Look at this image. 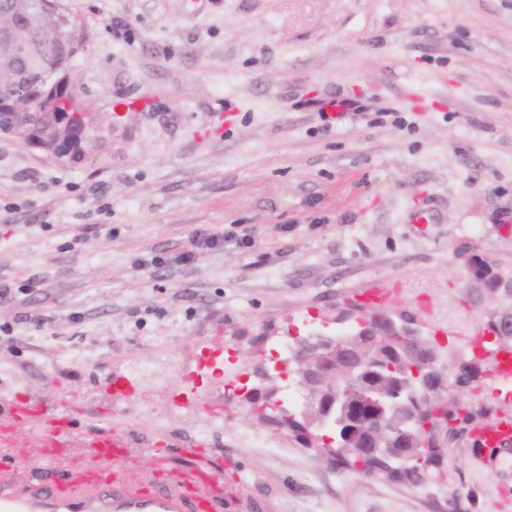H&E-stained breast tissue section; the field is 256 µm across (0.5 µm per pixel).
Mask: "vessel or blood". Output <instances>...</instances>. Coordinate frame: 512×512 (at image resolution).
I'll return each mask as SVG.
<instances>
[{"label": "vessel or blood", "mask_w": 512, "mask_h": 512, "mask_svg": "<svg viewBox=\"0 0 512 512\" xmlns=\"http://www.w3.org/2000/svg\"><path fill=\"white\" fill-rule=\"evenodd\" d=\"M107 410L95 411L93 426L84 443L89 464L67 475L49 473L35 493L14 491L16 467L20 460L12 434L16 428L37 431L51 463L63 462L76 422L67 412L66 403L42 408L19 400L0 403V512H33L37 502L52 501L56 512H96L98 502L111 501L114 512H209L219 486L218 475L224 467L220 457L199 454L194 445L181 448L187 466L175 476L158 481L149 488L140 487L130 476L114 471V462L123 457L127 446L125 432L114 429L112 415L124 403L125 391L108 390ZM474 448L495 455L512 454V416L502 414L486 424L473 426L470 434Z\"/></svg>", "instance_id": "obj_1"}]
</instances>
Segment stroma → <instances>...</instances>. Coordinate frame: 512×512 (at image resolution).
I'll return each mask as SVG.
<instances>
[{
	"label": "stroma",
	"instance_id": "obj_1",
	"mask_svg": "<svg viewBox=\"0 0 512 512\" xmlns=\"http://www.w3.org/2000/svg\"><path fill=\"white\" fill-rule=\"evenodd\" d=\"M88 41L73 68L98 118L89 158L62 161L0 138V299L17 355L0 397L99 404L113 380L124 466L152 484L193 441L233 460L213 512H512V459L476 463L455 431L443 482L356 473L246 412L212 420L224 372L253 384L283 339L337 330L353 292L398 285L389 312L459 347L417 301L475 330L495 307L470 280L477 253L512 271V0H65ZM355 107L328 120L333 100ZM238 113L221 135L215 113ZM428 199L426 233L407 212ZM238 225L245 249L157 272L196 228ZM81 312L73 322L71 312ZM456 401L475 422L512 393ZM194 258V250L180 253L176 256H164L162 254L144 255L135 261L137 268L154 269V271L173 265H187Z\"/></svg>",
	"mask_w": 512,
	"mask_h": 512
}]
</instances>
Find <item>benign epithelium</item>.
<instances>
[{
    "label": "benign epithelium",
    "instance_id": "7a95c632",
    "mask_svg": "<svg viewBox=\"0 0 512 512\" xmlns=\"http://www.w3.org/2000/svg\"><path fill=\"white\" fill-rule=\"evenodd\" d=\"M52 29L50 39L56 46L57 58L43 54L40 34ZM84 29L76 21L63 17L60 10L45 8L32 13L15 4L0 10V85L11 87L10 93L0 95V112L17 114L33 112L37 120L17 124L10 120L0 125V134L21 141L28 148L46 151L60 158L62 149L77 141L87 145L89 128L97 127L95 114L81 102L80 88L70 65L86 45ZM55 114L56 122L43 125L38 117ZM498 320L492 324L506 327L504 333H492L493 341L512 336V308L497 309ZM349 329L334 334L340 341H349L346 363L339 364L329 353L301 350L289 360L306 367L314 382L304 385L305 409L299 411L318 450L336 459V447L347 448L358 457L384 459L403 472L415 461L422 462L431 448L446 447L447 430L425 420L429 407L454 385L449 367L438 361V348L423 341L416 323L397 321L384 311L366 316L349 314ZM380 336H400L405 346L416 351L422 360L410 366L411 375L421 385V402L416 408L403 407L386 400L387 394L374 388L358 387L345 401L335 393L325 394L324 409L319 417L309 419L308 412L316 404V396L324 388H335L349 381L360 369L373 363V347ZM336 429L338 439L324 434Z\"/></svg>",
    "mask_w": 512,
    "mask_h": 512
}]
</instances>
